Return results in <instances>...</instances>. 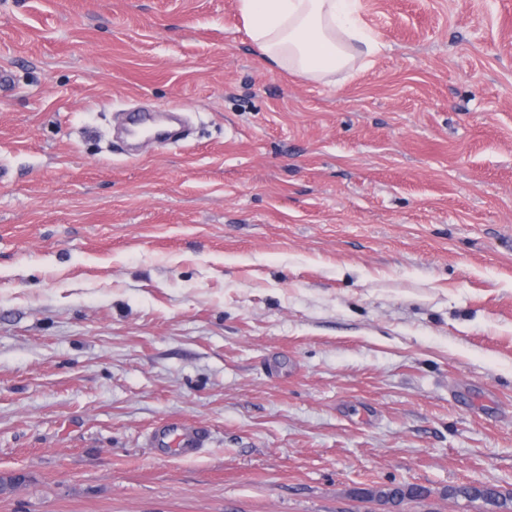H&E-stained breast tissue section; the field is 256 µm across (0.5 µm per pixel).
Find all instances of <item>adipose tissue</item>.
Instances as JSON below:
<instances>
[{
  "mask_svg": "<svg viewBox=\"0 0 512 512\" xmlns=\"http://www.w3.org/2000/svg\"><path fill=\"white\" fill-rule=\"evenodd\" d=\"M259 59L312 81L368 67L381 49L360 0H238Z\"/></svg>",
  "mask_w": 512,
  "mask_h": 512,
  "instance_id": "adipose-tissue-1",
  "label": "adipose tissue"
}]
</instances>
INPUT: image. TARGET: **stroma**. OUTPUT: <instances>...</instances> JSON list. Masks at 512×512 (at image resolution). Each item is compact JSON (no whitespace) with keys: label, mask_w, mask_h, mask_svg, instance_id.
I'll return each mask as SVG.
<instances>
[{"label":"stroma","mask_w":512,"mask_h":512,"mask_svg":"<svg viewBox=\"0 0 512 512\" xmlns=\"http://www.w3.org/2000/svg\"><path fill=\"white\" fill-rule=\"evenodd\" d=\"M361 13L382 49L328 85L237 0H0V512L512 492V0ZM177 421L200 457L151 448ZM454 493L470 500H481L485 504L499 508L506 507L507 501L509 500L498 486L490 483L463 486L454 489Z\"/></svg>","instance_id":"1"}]
</instances>
